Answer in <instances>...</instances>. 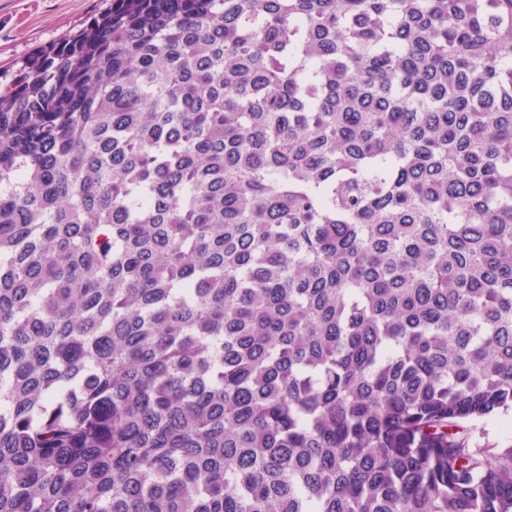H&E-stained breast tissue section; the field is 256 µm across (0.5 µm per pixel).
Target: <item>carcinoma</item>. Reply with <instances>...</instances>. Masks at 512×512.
<instances>
[{"instance_id": "1", "label": "carcinoma", "mask_w": 512, "mask_h": 512, "mask_svg": "<svg viewBox=\"0 0 512 512\" xmlns=\"http://www.w3.org/2000/svg\"><path fill=\"white\" fill-rule=\"evenodd\" d=\"M512 0H112L0 89V512H512ZM473 441L481 448L512 446V411L480 419L475 423Z\"/></svg>"}]
</instances>
